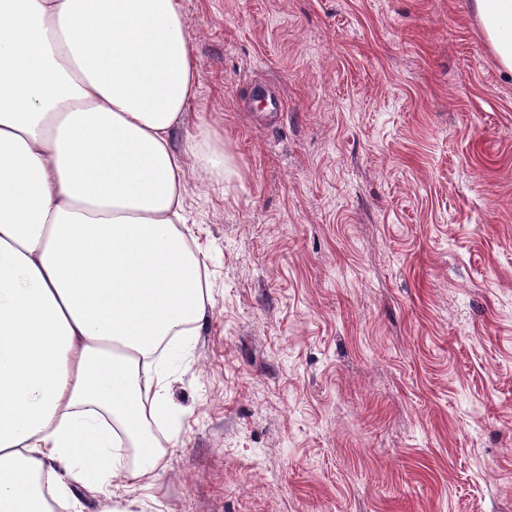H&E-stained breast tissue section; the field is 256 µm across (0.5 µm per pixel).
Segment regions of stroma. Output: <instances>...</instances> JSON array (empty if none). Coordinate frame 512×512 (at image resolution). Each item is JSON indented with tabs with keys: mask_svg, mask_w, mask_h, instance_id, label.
Here are the masks:
<instances>
[{
	"mask_svg": "<svg viewBox=\"0 0 512 512\" xmlns=\"http://www.w3.org/2000/svg\"><path fill=\"white\" fill-rule=\"evenodd\" d=\"M223 188L164 512H512V73L473 0H181ZM265 85L285 110L267 121Z\"/></svg>",
	"mask_w": 512,
	"mask_h": 512,
	"instance_id": "35a3bbf8",
	"label": "stroma"
}]
</instances>
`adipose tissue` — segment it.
Listing matches in <instances>:
<instances>
[{"mask_svg": "<svg viewBox=\"0 0 512 512\" xmlns=\"http://www.w3.org/2000/svg\"><path fill=\"white\" fill-rule=\"evenodd\" d=\"M512 70V0H474ZM198 94L179 0H0V512L141 490L173 413L168 365L204 317L206 263L173 139ZM205 179L231 157L190 138Z\"/></svg>", "mask_w": 512, "mask_h": 512, "instance_id": "adipose-tissue-1", "label": "adipose tissue"}]
</instances>
